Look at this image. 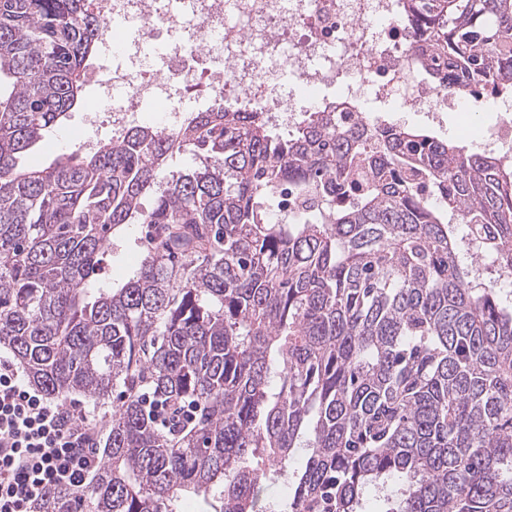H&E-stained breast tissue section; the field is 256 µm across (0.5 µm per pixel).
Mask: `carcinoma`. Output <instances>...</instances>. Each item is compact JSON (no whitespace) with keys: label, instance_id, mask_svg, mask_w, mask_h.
<instances>
[{"label":"carcinoma","instance_id":"cac0c4a2","mask_svg":"<svg viewBox=\"0 0 512 512\" xmlns=\"http://www.w3.org/2000/svg\"><path fill=\"white\" fill-rule=\"evenodd\" d=\"M403 2L430 78L512 92V0ZM106 31L92 0H0V345L58 401L122 397L91 484L34 512H179L188 492L258 512L296 448L288 512H358L393 472L389 512H512V309L474 283L455 228L512 269V163L323 108L281 134L221 101L20 166L85 104ZM176 154L191 166L159 180ZM288 186L311 205L277 219ZM134 224L140 264L94 287ZM145 392L201 413L161 431Z\"/></svg>","mask_w":512,"mask_h":512}]
</instances>
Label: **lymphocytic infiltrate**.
<instances>
[{
  "label": "lymphocytic infiltrate",
  "mask_w": 512,
  "mask_h": 512,
  "mask_svg": "<svg viewBox=\"0 0 512 512\" xmlns=\"http://www.w3.org/2000/svg\"><path fill=\"white\" fill-rule=\"evenodd\" d=\"M100 432L1 358L0 512H32L50 489L84 485L99 465Z\"/></svg>",
  "instance_id": "f902f5d3"
}]
</instances>
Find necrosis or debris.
Here are the masks:
<instances>
[{
  "label": "necrosis or debris",
  "instance_id": "necrosis-or-debris-1",
  "mask_svg": "<svg viewBox=\"0 0 512 512\" xmlns=\"http://www.w3.org/2000/svg\"><path fill=\"white\" fill-rule=\"evenodd\" d=\"M123 35L115 68L90 78L97 106L87 121L107 115L110 140H121L145 113L176 130L183 113L175 99L203 82V106L245 101L280 131L295 129L305 111L336 105V124L372 128L391 96L400 111L445 129V110L470 111L495 103L493 86L450 95L420 76L413 46L420 32L400 10L401 0H94ZM294 94L284 95L283 81ZM344 84L342 94L329 90Z\"/></svg>",
  "mask_w": 512,
  "mask_h": 512
}]
</instances>
